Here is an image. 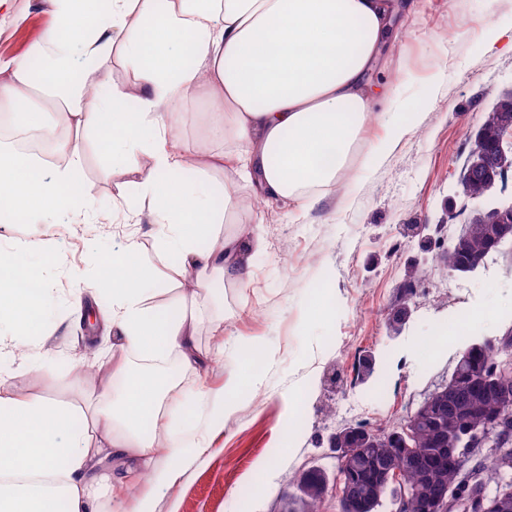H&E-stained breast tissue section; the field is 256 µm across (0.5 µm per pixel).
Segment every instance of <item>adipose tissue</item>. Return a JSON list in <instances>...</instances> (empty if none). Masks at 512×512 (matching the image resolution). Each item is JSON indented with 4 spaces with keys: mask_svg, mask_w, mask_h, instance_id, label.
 <instances>
[{
    "mask_svg": "<svg viewBox=\"0 0 512 512\" xmlns=\"http://www.w3.org/2000/svg\"><path fill=\"white\" fill-rule=\"evenodd\" d=\"M49 0L54 27L21 58H0V104L44 128L30 105L42 88L59 122L98 132L112 164L138 178L139 196L156 241L154 253L129 238L123 253L99 262L96 276L112 283L110 326L115 341L102 356L125 381L121 395L103 388L91 412L50 398L0 397V512H94L88 473L94 459H120L151 472L154 494L134 512H155L157 492L177 483L207 451L194 435H215L234 410L232 397L260 385L259 342L236 343L244 360L224 388L195 398L190 419L170 434L160 460L155 432L176 383L169 359L183 368L205 365L194 340L199 300L211 277L249 281L242 236L220 237L219 227L237 206L232 188L213 170L231 167L236 183L265 199H295L315 208L325 190L348 169L360 130L383 120L388 138L364 157L379 165L416 121L412 112H372L382 88L367 73L408 0ZM121 51L134 68L135 91L110 82L109 63ZM44 63L35 84L31 59ZM218 101L209 130L224 141L212 167L192 166L174 144L177 102L201 87ZM65 167L52 176L32 158L0 148V222L54 221L72 213L94 219L96 207L80 181L78 144L64 146ZM179 272L202 273L194 291L168 309L152 305L155 261ZM46 290L22 266L0 267V328L31 341L54 335L43 317Z\"/></svg>",
    "mask_w": 512,
    "mask_h": 512,
    "instance_id": "ef3b65f1",
    "label": "adipose tissue"
}]
</instances>
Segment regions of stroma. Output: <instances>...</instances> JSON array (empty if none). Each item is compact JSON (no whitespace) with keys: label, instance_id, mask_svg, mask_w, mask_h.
<instances>
[{"label":"stroma","instance_id":"stroma-1","mask_svg":"<svg viewBox=\"0 0 512 512\" xmlns=\"http://www.w3.org/2000/svg\"><path fill=\"white\" fill-rule=\"evenodd\" d=\"M53 24L46 0H11L10 12L0 15V58L23 55ZM395 26L399 38L378 58L370 80L388 87L387 111L414 101L425 108L384 163L336 183L316 210L260 200L220 228L233 235L238 225H260L264 247L251 254L247 286L225 280L213 286L196 336L211 362L196 371L175 362L170 369L178 395L222 389L237 365L227 347L253 337L266 355L262 385L238 396L223 434L182 479L156 494L155 512H284L289 478L312 467L336 475L333 433L359 423L376 432L403 424L447 383L464 349L512 327V254L492 255L467 275L441 273L435 259L479 206L464 195L461 175L469 137L493 104L512 93V0H413ZM211 103L203 92L179 103L185 117L178 145L197 165L224 147L205 125ZM75 137L83 148V189L112 230L0 223V265L36 270L50 288L47 314L71 329L37 348L17 344L0 395L86 406L114 378L100 355L103 326L87 330L74 304L99 309L111 297L90 286L77 289L74 281L93 280L96 261L131 235L147 252L153 240L145 234L148 222L112 220L113 202L138 208L134 176L112 167L96 132L79 130ZM38 241L50 244L51 259L33 250ZM416 265L426 269L425 280L405 292V275ZM315 291L326 301L324 314L302 320ZM401 307L408 318L391 329ZM461 319L466 325L448 346L422 349V340ZM367 356L376 376L362 382L356 372ZM264 466L269 476L260 484L254 474ZM151 492L146 471L124 486L92 489L97 512H132L137 498Z\"/></svg>","mask_w":512,"mask_h":512}]
</instances>
